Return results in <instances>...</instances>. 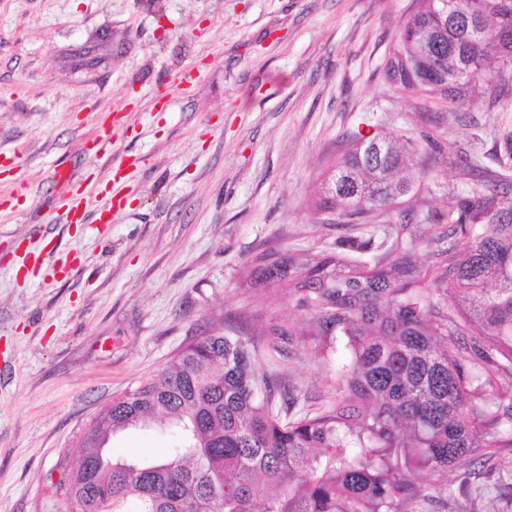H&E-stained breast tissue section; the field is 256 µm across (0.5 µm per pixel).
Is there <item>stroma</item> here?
Here are the masks:
<instances>
[{"label": "stroma", "mask_w": 512, "mask_h": 512, "mask_svg": "<svg viewBox=\"0 0 512 512\" xmlns=\"http://www.w3.org/2000/svg\"><path fill=\"white\" fill-rule=\"evenodd\" d=\"M414 0H0V512H67L53 491L75 468L76 435L112 397L156 378L211 326L245 339L260 378L301 406L334 395L338 363L308 336L280 362L265 333L303 318L295 300L248 282L257 255L335 248L357 227L313 207L349 135L394 131L432 162L420 188L449 212L471 185L459 158L489 164L512 138V108L476 97L463 111L399 91L384 72ZM118 113L112 146L82 190L105 205L127 154L125 209L110 225L69 224L56 167L85 170L82 149ZM37 250L39 271L17 256ZM154 431L114 437L116 458L162 457ZM499 474L434 476L461 512Z\"/></svg>", "instance_id": "1"}]
</instances>
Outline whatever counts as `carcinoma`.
<instances>
[{"instance_id":"obj_1","label":"carcinoma","mask_w":512,"mask_h":512,"mask_svg":"<svg viewBox=\"0 0 512 512\" xmlns=\"http://www.w3.org/2000/svg\"><path fill=\"white\" fill-rule=\"evenodd\" d=\"M386 76L458 111L512 99V0H415ZM429 168L401 135L347 141L314 206L366 235L255 259L252 284L287 287L309 313L270 325L275 352L304 336L323 352L344 342L334 399L281 420L246 341L214 327L80 434V462L55 484L72 512L107 499L112 512H422L421 483L446 501L436 473L512 448V181L460 167L472 186L447 219L416 188ZM149 427L172 432L166 457L101 462L110 437ZM498 470L497 512H509L512 459Z\"/></svg>"}]
</instances>
